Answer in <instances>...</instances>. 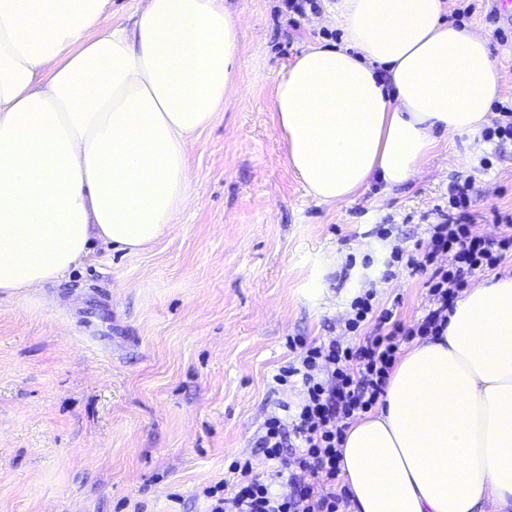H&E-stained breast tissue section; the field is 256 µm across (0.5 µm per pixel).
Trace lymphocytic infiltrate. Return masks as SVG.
<instances>
[{
    "mask_svg": "<svg viewBox=\"0 0 512 512\" xmlns=\"http://www.w3.org/2000/svg\"><path fill=\"white\" fill-rule=\"evenodd\" d=\"M471 179L455 183L447 210L438 212L426 236L413 248L393 246L391 263L425 276L426 305L421 319L405 325L395 308H379L373 291L352 299L344 321L347 342L291 340L297 360L280 367L273 383L299 387V398L282 401L267 417L257 446L274 463L270 474H254L250 460L230 464L224 479L202 490L206 512H339L348 494L340 482L345 431L385 397L390 373L404 343L440 335L455 300L477 274L502 271L512 258V211H493L500 228L493 237L473 224ZM298 449L288 458L286 449ZM293 486L276 493L277 479Z\"/></svg>",
    "mask_w": 512,
    "mask_h": 512,
    "instance_id": "1",
    "label": "lymphocytic infiltrate"
}]
</instances>
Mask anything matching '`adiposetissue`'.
Here are the masks:
<instances>
[{"mask_svg": "<svg viewBox=\"0 0 512 512\" xmlns=\"http://www.w3.org/2000/svg\"><path fill=\"white\" fill-rule=\"evenodd\" d=\"M0 0V293L61 278L96 244L154 245L188 209L195 138L239 82L224 0ZM444 0H335L340 47L274 80L285 161L333 206L417 175L442 136H476L503 93L489 37ZM351 512H512V276L462 292L441 336L395 365L348 427Z\"/></svg>", "mask_w": 512, "mask_h": 512, "instance_id": "adipose-tissue-1", "label": "adipose tissue"}]
</instances>
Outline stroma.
<instances>
[{
  "label": "stroma",
  "instance_id": "1",
  "mask_svg": "<svg viewBox=\"0 0 512 512\" xmlns=\"http://www.w3.org/2000/svg\"><path fill=\"white\" fill-rule=\"evenodd\" d=\"M225 3L241 20V80L190 153L191 206L145 252L99 247L60 281L0 295V512H204L202 488L234 459L271 469L256 439L298 397L272 384L289 339H340L371 286L403 323L421 317L424 279H382L390 245L375 225L423 238L465 178L480 233L512 209V143L458 136L400 186L317 204L285 163L270 97L280 70L341 31L326 0L301 15L286 0ZM461 25L489 32L512 100V26L492 0Z\"/></svg>",
  "mask_w": 512,
  "mask_h": 512
}]
</instances>
